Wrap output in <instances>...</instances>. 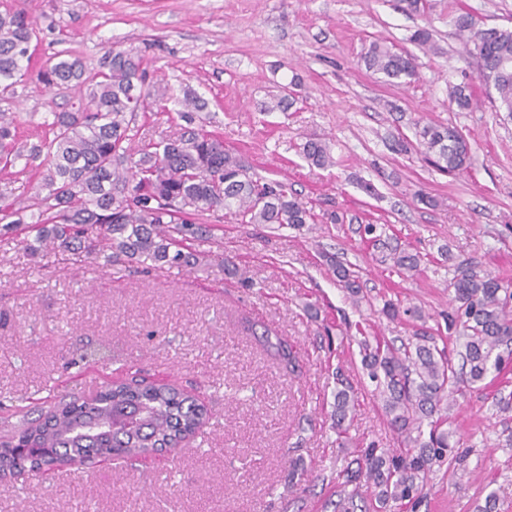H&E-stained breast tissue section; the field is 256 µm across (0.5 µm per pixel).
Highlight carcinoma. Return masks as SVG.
Listing matches in <instances>:
<instances>
[{
    "mask_svg": "<svg viewBox=\"0 0 512 512\" xmlns=\"http://www.w3.org/2000/svg\"><path fill=\"white\" fill-rule=\"evenodd\" d=\"M466 35V51L478 63L480 86L494 88L499 108L512 112V30L474 27L462 12L456 18ZM36 28L24 9L0 5V92L15 96L17 87L35 76L46 87L85 91L70 112H53L35 143L20 140L14 119L0 112V172L18 164L40 176L34 202L23 205L10 182L0 185V224L24 238L32 255L50 246L69 256L81 253L115 266L122 259L139 263L187 264L188 243L208 232L200 216L211 213L221 223L230 215L242 224H279L300 228L315 215L281 181L245 168L224 149V140L202 125L194 113L204 108L189 92L183 98L166 87L161 99L181 106L186 126L166 140L135 144V122L153 94L143 55L136 49L109 51L96 71L79 58H61L38 70L30 46ZM368 70L389 81L416 75L415 58L372 43L364 54ZM424 154L439 170L464 172L470 144L455 127L428 123L418 132ZM311 165L327 168L333 157L325 142L308 136L299 147ZM400 269L414 271L419 259L392 250L384 255ZM342 287L352 297L361 292L358 278L339 260L331 262ZM457 306L450 325L465 339L462 363L435 344L420 328L408 342H360L362 361L382 396L389 424L401 437L400 448L371 446L341 470L335 512H360L358 490L374 488L372 512L417 507L435 469L461 465L460 441L446 428L448 400L462 389H482L493 373L512 361V284L489 274L465 273L454 283ZM264 342L281 363H290L288 345ZM336 380L333 418L338 434L356 410L355 397L342 368ZM38 418L0 436V467L21 476L48 473L64 464L98 459L142 457L156 448H180L209 419L207 407L175 385L111 380L92 398L61 399L36 407ZM429 430H423V426Z\"/></svg>",
    "mask_w": 512,
    "mask_h": 512,
    "instance_id": "1",
    "label": "carcinoma"
}]
</instances>
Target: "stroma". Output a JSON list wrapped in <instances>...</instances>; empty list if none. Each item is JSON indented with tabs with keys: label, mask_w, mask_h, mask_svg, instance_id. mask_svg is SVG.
<instances>
[{
	"label": "stroma",
	"mask_w": 512,
	"mask_h": 512,
	"mask_svg": "<svg viewBox=\"0 0 512 512\" xmlns=\"http://www.w3.org/2000/svg\"><path fill=\"white\" fill-rule=\"evenodd\" d=\"M17 4L36 21L34 66L64 54L93 71L112 45L141 50L150 83L205 99L199 120L221 133L226 151L287 183L320 219L299 229L227 219L192 245L206 265L120 272L50 248L30 256L0 228V429L26 419L30 399L89 395L115 377L176 385L210 411L186 447L160 456L0 474V512H334L329 479L368 444L398 445L361 338L411 339L416 308L437 346L457 356L447 323L457 278L472 271L512 281V116L485 89L470 109L453 100L477 74L455 16L464 7L481 28L512 30V0H426L420 12L402 0ZM422 27L433 50L410 40ZM374 42L413 54L416 78L391 83L367 70L362 57ZM290 82L298 103L264 111ZM77 106L73 90L34 80L0 101L31 143L49 113ZM427 122L466 136V172L397 152ZM309 135L328 144L333 167L300 156ZM338 208L384 225L421 256L419 271L380 262L357 225L327 220ZM333 257L358 275L360 298L340 287ZM387 300L404 315L383 317ZM264 324L287 343L295 371L258 341ZM339 365L358 402L344 444L332 416ZM448 415L471 454L465 467L430 475L416 512H478L491 492L512 512V412L474 390Z\"/></svg>",
	"instance_id": "stroma-1"
}]
</instances>
